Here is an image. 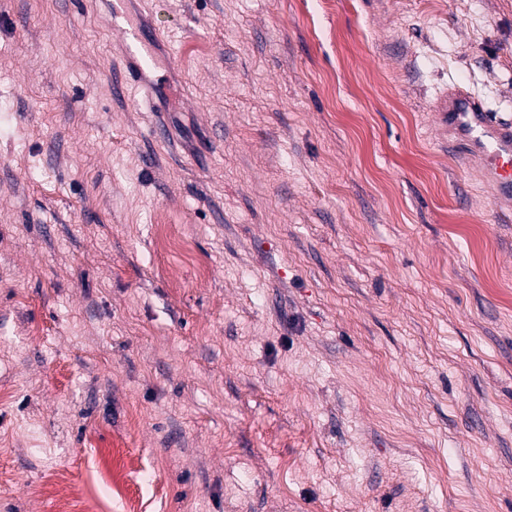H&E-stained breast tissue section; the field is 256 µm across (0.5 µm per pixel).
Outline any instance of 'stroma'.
<instances>
[{
  "instance_id": "35a3bbf8",
  "label": "stroma",
  "mask_w": 512,
  "mask_h": 512,
  "mask_svg": "<svg viewBox=\"0 0 512 512\" xmlns=\"http://www.w3.org/2000/svg\"><path fill=\"white\" fill-rule=\"evenodd\" d=\"M112 2L0 0V512H512V210L433 108L512 119V0H124L135 84ZM120 2L117 1L114 4L112 25L123 31L126 36V57L134 64L131 71H128V78L138 82L140 76L152 68L153 56L148 49V44L144 40L143 33L126 24Z\"/></svg>"
}]
</instances>
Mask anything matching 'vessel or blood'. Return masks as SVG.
<instances>
[{"instance_id":"vessel-or-blood-1","label":"vessel or blood","mask_w":512,"mask_h":512,"mask_svg":"<svg viewBox=\"0 0 512 512\" xmlns=\"http://www.w3.org/2000/svg\"><path fill=\"white\" fill-rule=\"evenodd\" d=\"M112 24L126 36V57L133 64L130 80L153 66V56L143 33L127 26L121 8H114ZM435 110L444 132L454 135L462 154L476 159L497 202L512 206V120L497 117L484 102L461 89L441 90Z\"/></svg>"}]
</instances>
